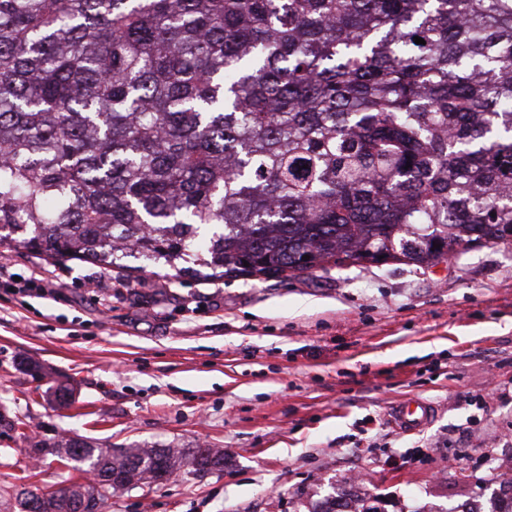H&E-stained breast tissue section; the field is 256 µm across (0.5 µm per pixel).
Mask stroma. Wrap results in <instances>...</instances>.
Listing matches in <instances>:
<instances>
[{"instance_id":"stroma-1","label":"stroma","mask_w":512,"mask_h":512,"mask_svg":"<svg viewBox=\"0 0 512 512\" xmlns=\"http://www.w3.org/2000/svg\"><path fill=\"white\" fill-rule=\"evenodd\" d=\"M0 274V412L41 437L224 451L223 471L113 492L106 512H315L350 487L376 512H455L512 492V242L209 279L5 240ZM413 396L433 418L403 434L392 410ZM0 448V512L82 477L1 428Z\"/></svg>"}]
</instances>
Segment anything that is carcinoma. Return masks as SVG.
I'll return each instance as SVG.
<instances>
[{
	"label": "carcinoma",
	"instance_id": "1",
	"mask_svg": "<svg viewBox=\"0 0 512 512\" xmlns=\"http://www.w3.org/2000/svg\"><path fill=\"white\" fill-rule=\"evenodd\" d=\"M5 230L54 260L192 257L215 279L511 241L512 0H0ZM18 425L0 413L92 474L20 512L224 469L222 448Z\"/></svg>",
	"mask_w": 512,
	"mask_h": 512
}]
</instances>
